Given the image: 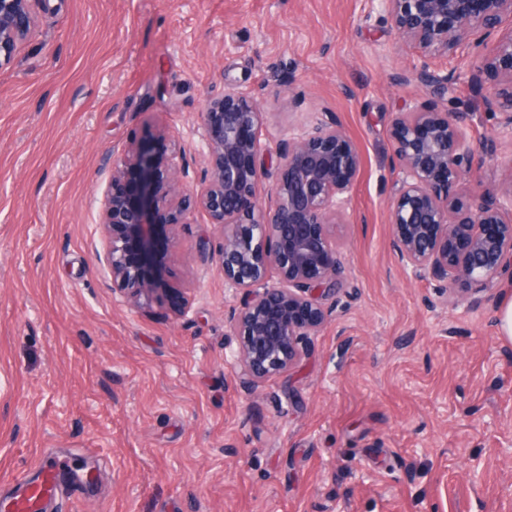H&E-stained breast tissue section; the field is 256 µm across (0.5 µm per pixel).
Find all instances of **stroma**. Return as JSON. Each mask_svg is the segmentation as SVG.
<instances>
[{
    "label": "stroma",
    "mask_w": 512,
    "mask_h": 512,
    "mask_svg": "<svg viewBox=\"0 0 512 512\" xmlns=\"http://www.w3.org/2000/svg\"><path fill=\"white\" fill-rule=\"evenodd\" d=\"M0 66V490L64 461L69 512H512L504 288L442 308L390 246L396 113L427 96L419 52L368 0H47ZM455 73L482 164L512 180V132ZM252 93L276 141L330 111L362 153L339 230L344 286L286 374L240 387L236 299L205 215L161 239L142 305L114 292L95 200L105 159L175 135L206 165L199 114ZM96 467V488L79 484Z\"/></svg>",
    "instance_id": "obj_1"
}]
</instances>
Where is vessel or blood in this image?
Instances as JSON below:
<instances>
[{
  "label": "vessel or blood",
  "instance_id": "vessel-or-blood-1",
  "mask_svg": "<svg viewBox=\"0 0 512 512\" xmlns=\"http://www.w3.org/2000/svg\"><path fill=\"white\" fill-rule=\"evenodd\" d=\"M66 494L56 465L44 459L14 492L0 494V512H50L52 504L61 503Z\"/></svg>",
  "mask_w": 512,
  "mask_h": 512
}]
</instances>
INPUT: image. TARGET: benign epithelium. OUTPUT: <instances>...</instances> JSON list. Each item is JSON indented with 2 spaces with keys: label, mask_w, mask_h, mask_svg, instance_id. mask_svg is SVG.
<instances>
[{
  "label": "benign epithelium",
  "mask_w": 512,
  "mask_h": 512,
  "mask_svg": "<svg viewBox=\"0 0 512 512\" xmlns=\"http://www.w3.org/2000/svg\"><path fill=\"white\" fill-rule=\"evenodd\" d=\"M42 0H0V64L31 31ZM387 13L397 36L427 58L454 57L491 46L470 74L496 77L486 102L512 129V0H371ZM416 78L428 96L391 122V148L400 174L389 202L392 249L417 279L443 298L478 301L512 274V180L494 192L461 193L474 169L463 117L448 108L454 74L424 63ZM206 167L187 186L176 147L157 156L144 143L112 160V177L97 199L107 245L99 261L112 288L137 304L157 289L147 272L158 225L173 230L207 215L223 244L219 264L238 304L228 323L242 386L250 390L287 372L304 355L309 336L325 322L321 301L342 289L337 236L362 169V155L331 115L276 142L262 140L264 113L247 92L232 89L206 100L199 113ZM277 159L276 175L258 160Z\"/></svg>",
  "instance_id": "obj_1"
}]
</instances>
